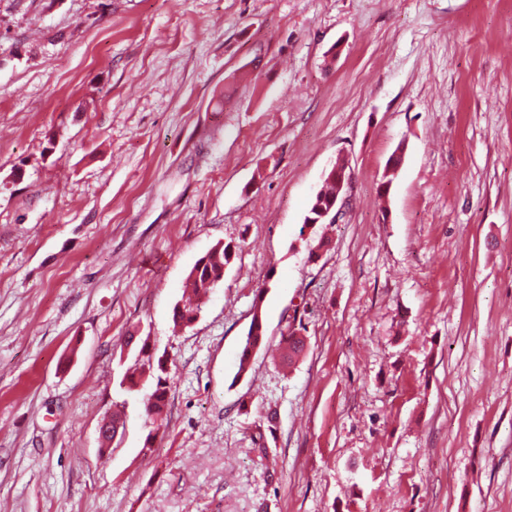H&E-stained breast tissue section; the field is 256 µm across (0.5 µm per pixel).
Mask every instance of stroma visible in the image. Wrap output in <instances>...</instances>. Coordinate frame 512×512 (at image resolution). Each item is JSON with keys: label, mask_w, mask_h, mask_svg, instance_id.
I'll return each instance as SVG.
<instances>
[{"label": "stroma", "mask_w": 512, "mask_h": 512, "mask_svg": "<svg viewBox=\"0 0 512 512\" xmlns=\"http://www.w3.org/2000/svg\"><path fill=\"white\" fill-rule=\"evenodd\" d=\"M0 512H512V0H0ZM350 174L347 172V168L345 165L336 164L330 172L327 174L323 181V185L320 189V191L317 193L311 208H310V214L313 211V208L317 202V199L319 197H324L326 199H333L336 197V200L330 201L327 205L321 206L317 209L319 212V217L315 223H309V224H317L320 221H327V223L336 222V219L338 215L343 210V207L345 205L346 201V188L349 186V180L346 182V184L341 183V191L342 193H337L339 189V182L342 176L347 178ZM326 223V222H324ZM232 251L229 245H218L207 253L193 266L187 279L189 295L183 304L174 308L175 325L188 327L193 314L200 308V300L211 292L224 279V266L230 262ZM265 344V330L261 315L254 312L253 318L247 332L242 352L251 354L254 350L261 348ZM140 341L141 347L138 352V361L140 365L139 378H136L133 374L131 376H127L126 380L130 384V387L137 386L139 380L143 376L151 377L156 380L152 392L146 398V408H148L151 414V416H148L150 423L152 425L157 423V426H159L158 421L162 419L169 391L168 377L167 373H165L162 368L161 359H158L155 363L153 355L149 353L147 339L142 340L140 338ZM164 374L165 377L163 376Z\"/></svg>", "instance_id": "1"}]
</instances>
